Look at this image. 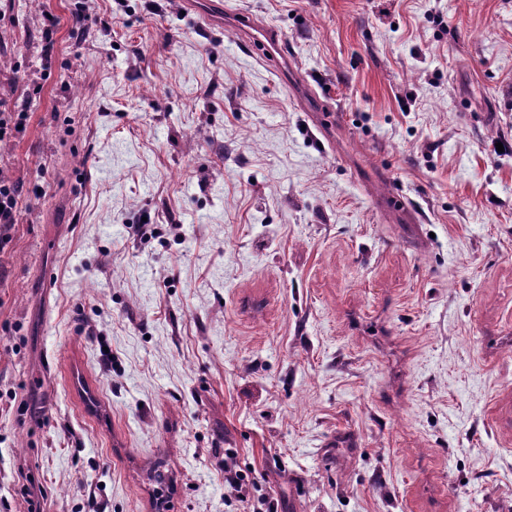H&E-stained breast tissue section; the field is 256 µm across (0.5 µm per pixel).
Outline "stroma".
<instances>
[{
    "mask_svg": "<svg viewBox=\"0 0 512 512\" xmlns=\"http://www.w3.org/2000/svg\"><path fill=\"white\" fill-rule=\"evenodd\" d=\"M190 2L0 0V512H512V0ZM249 39L262 47L266 56L276 57L275 53L284 54L279 45V40L268 28H254L248 31ZM24 102L20 106H13L7 109L6 103L0 100V141L12 138L25 128V121L28 113L25 112ZM18 112H14V111ZM21 126V129H18ZM18 197L17 184L0 172V250L10 241L9 231L17 223ZM251 469H242L237 462V450L228 448L224 451V488L227 490V502L247 504L249 512H284L278 510L277 499L270 498L261 491L259 482Z\"/></svg>",
    "mask_w": 512,
    "mask_h": 512,
    "instance_id": "stroma-1",
    "label": "stroma"
}]
</instances>
